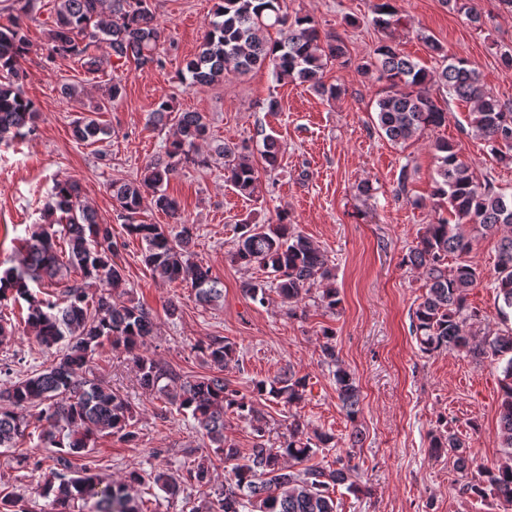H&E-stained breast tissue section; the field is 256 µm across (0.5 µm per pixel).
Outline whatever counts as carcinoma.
Returning <instances> with one entry per match:
<instances>
[{
    "label": "carcinoma",
    "instance_id": "cac0c4a2",
    "mask_svg": "<svg viewBox=\"0 0 512 512\" xmlns=\"http://www.w3.org/2000/svg\"><path fill=\"white\" fill-rule=\"evenodd\" d=\"M149 2L56 0L55 25L49 33L52 49L78 58L89 72L103 68L104 59L95 53L101 44L119 60L132 61L138 67L158 65L161 33ZM374 12L375 22L384 28L400 21L397 0H379ZM272 29L277 33L274 39L270 37ZM423 41L439 57L440 69L428 70L391 43L380 45L374 60L361 65L366 74L379 71L387 84L375 101L379 132L394 143H403L425 129L445 125L448 111L432 92L437 84L448 89V96L472 105L471 128L492 155L512 159V109L484 87L469 60L448 54L430 35L423 36ZM28 50L29 42L19 24L0 26V143L25 135L23 129L37 115L35 103L14 81L18 62ZM345 53L342 39L321 41L312 18L290 17L285 0H220L198 52L185 69L192 85L208 87L264 65L278 82L307 83L317 93L334 97L336 87L326 85L323 74ZM152 120L171 124V140L163 154L145 167L140 179L112 183V199L126 217L127 233L141 241L144 262L153 274L170 283L190 282L198 301L210 305L219 301L223 289L210 268L194 260L192 228L184 225L173 233L163 224L135 221L147 199L157 209L179 216V203L166 193L164 184L178 163L200 161L199 143L208 132L206 117L200 112L176 113L169 101L162 100L153 109ZM72 133L76 140L92 145L110 131L87 115L74 122ZM434 149L437 168L431 197L438 217L423 227L408 255V262L426 286L414 312L416 339L426 353L466 349L478 358L511 354L503 367L499 406L498 440L505 449L504 461L482 467L479 479L466 482L463 491L494 496L512 505V331L473 344L470 320L475 312L467 305L469 291L482 280L480 268L469 258L470 230L496 234L504 229L494 288L502 300L501 308L512 310V196L497 191L490 178L479 179L452 144L438 140ZM214 152L224 159L226 181L240 194L253 196L259 183L253 156L226 143L217 145ZM279 154L277 139L263 135L265 167L275 168ZM57 224L63 225L68 246L65 261L57 249ZM236 229L231 261L244 268L256 266L273 276L269 282L244 283L245 294L254 302L265 304L271 284L293 313L313 287L335 278L325 254L297 233L285 215L267 224L245 218ZM116 250L112 226L100 222L95 210L81 199L79 183L61 180L44 205L42 223L24 239L19 264L0 270V303L24 300L25 327L41 346L54 352L45 369L0 391V400L10 404L8 408L0 406V449L8 451L18 439L32 436L28 432L31 427L38 430L40 444L55 449L51 478L37 487L40 495L51 499L52 512H72L78 501L88 506V512H151L147 501L130 493L145 479H151L170 498L178 496L187 484L203 487L211 481L212 461L205 459L181 474L162 470L145 476L130 471L118 481L91 469H71V458L90 451L100 436L117 435L128 443L137 439L132 407L90 376L91 363L106 340L133 354L141 385L190 416L215 456L231 465L224 488L213 491L194 512H336L334 488L357 470L351 455L337 457L333 469L316 465L294 470L286 465L331 447L334 437L311 433L294 418L288 422L284 440L272 444L266 438L267 421L254 401L220 374L184 380L157 360L136 354L140 344L153 335L155 325L148 309L123 300L125 282L113 261ZM450 256L454 257L451 267ZM70 267L79 270L83 279L102 284L106 291L91 303L79 282L65 284L58 298L30 289L31 282L50 287L58 284L62 270ZM323 336L321 362L334 368L337 397L354 422L360 413L356 380L341 365L330 333L325 330ZM203 352L211 367L222 372L235 360L236 345L215 336ZM253 393L297 404L306 398V378L290 374L269 382L258 380L253 383ZM31 407L39 408L33 420L28 414ZM229 414L250 422L254 444L246 455L224 435ZM429 448L435 455L455 453L461 471L470 467L463 442L447 429L431 435ZM0 512L29 510L22 495L1 490Z\"/></svg>",
    "mask_w": 512,
    "mask_h": 512
}]
</instances>
